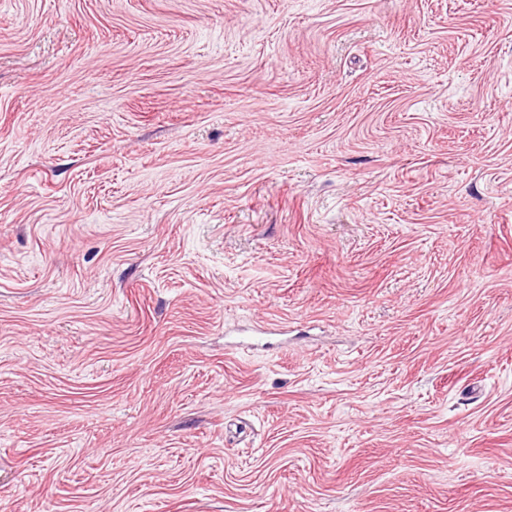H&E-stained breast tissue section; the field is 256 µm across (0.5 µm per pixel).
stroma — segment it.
I'll use <instances>...</instances> for the list:
<instances>
[{"mask_svg":"<svg viewBox=\"0 0 512 512\" xmlns=\"http://www.w3.org/2000/svg\"><path fill=\"white\" fill-rule=\"evenodd\" d=\"M0 512H512V0H0Z\"/></svg>","mask_w":512,"mask_h":512,"instance_id":"stroma-1","label":"stroma"}]
</instances>
